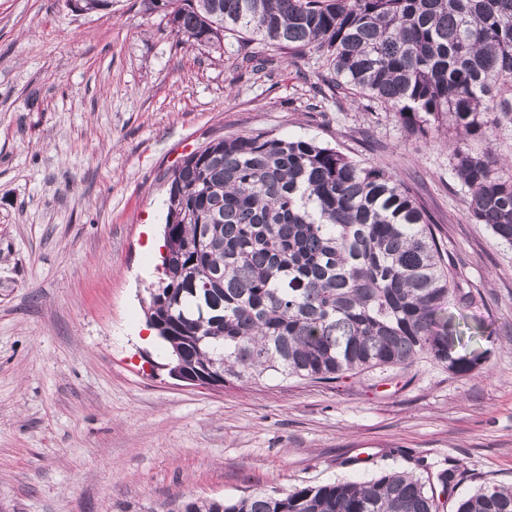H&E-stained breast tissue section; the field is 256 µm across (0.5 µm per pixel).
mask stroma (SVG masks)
Masks as SVG:
<instances>
[{
    "instance_id": "stroma-1",
    "label": "stroma",
    "mask_w": 512,
    "mask_h": 512,
    "mask_svg": "<svg viewBox=\"0 0 512 512\" xmlns=\"http://www.w3.org/2000/svg\"><path fill=\"white\" fill-rule=\"evenodd\" d=\"M326 69L280 53L250 74L234 40L181 42L141 0H0V512H180L403 470L455 512L480 486H512V246L468 219L446 129L316 95ZM241 131L314 137L412 187L478 294L474 371L420 359L216 390L169 377L166 345L143 333L167 176Z\"/></svg>"
}]
</instances>
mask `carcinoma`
<instances>
[{
  "mask_svg": "<svg viewBox=\"0 0 512 512\" xmlns=\"http://www.w3.org/2000/svg\"><path fill=\"white\" fill-rule=\"evenodd\" d=\"M198 46L259 36L323 52L318 92L350 90L404 124L454 133L451 172L467 215L512 245V162L492 151L512 130V0H142ZM258 74L273 60L244 53ZM473 142L486 144L482 150ZM166 254L148 322L169 361L199 379L269 374L329 381L426 358L466 375L457 281L411 188L314 138L218 137L169 177ZM432 486L394 471L183 512H440ZM456 512H512V486L484 485Z\"/></svg>",
  "mask_w": 512,
  "mask_h": 512,
  "instance_id": "carcinoma-1",
  "label": "carcinoma"
}]
</instances>
